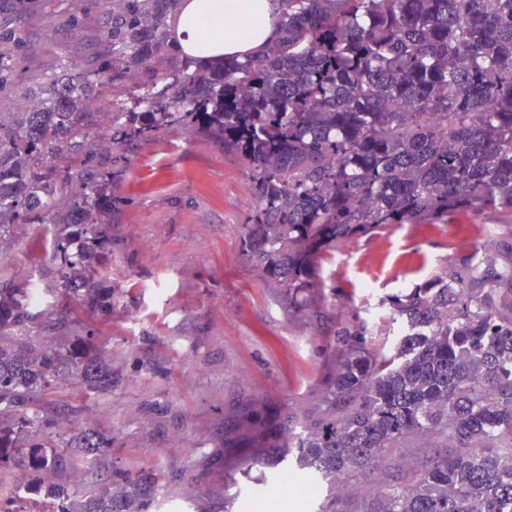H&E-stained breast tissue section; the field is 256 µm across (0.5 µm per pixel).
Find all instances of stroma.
<instances>
[{"label":"stroma","mask_w":512,"mask_h":512,"mask_svg":"<svg viewBox=\"0 0 512 512\" xmlns=\"http://www.w3.org/2000/svg\"><path fill=\"white\" fill-rule=\"evenodd\" d=\"M83 0H41L25 16L30 50L20 79L49 77L81 55L62 25ZM247 169L231 153L179 129L162 131L130 156L117 192L129 204L114 217L112 260L102 274L120 302L95 340L52 325L35 344L67 345L79 360L112 365V391L67 386L53 405L76 406L83 424L112 436L97 467L163 473L161 492L195 512H316L317 504L263 484L261 437L291 414L316 418L338 359L337 321H373L377 351L395 340L381 299L411 287L462 247L512 245V226L459 217L450 224H401L327 253L324 298L309 316L288 315V299L245 258L242 226L251 208ZM0 269L32 280L56 300L48 238L19 229Z\"/></svg>","instance_id":"1"}]
</instances>
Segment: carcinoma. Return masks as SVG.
<instances>
[{
	"label": "carcinoma",
	"instance_id": "1",
	"mask_svg": "<svg viewBox=\"0 0 512 512\" xmlns=\"http://www.w3.org/2000/svg\"><path fill=\"white\" fill-rule=\"evenodd\" d=\"M180 0H107L69 17L90 36L83 64L30 80L34 107L0 109V250L24 225L51 235L59 304L29 282L0 284V338L45 324L93 329L112 318L113 194L129 153L168 128L220 144L246 166L247 261L288 295H322L323 254L393 224L489 213L512 224V0H278L257 57L198 68L171 41ZM24 24L0 26V101L15 92ZM395 346L370 350L365 320L336 322L340 358L322 418L268 438L269 458L319 479L382 469L359 512H512V250L456 252L380 301ZM56 383L112 390V365L21 341L0 345V432H15L51 480L59 512H154L162 475L115 468L74 490L69 472L112 453V435L60 433L43 398ZM445 453L410 475L395 448ZM49 455H37L43 447ZM0 466V512L22 500Z\"/></svg>",
	"mask_w": 512,
	"mask_h": 512
}]
</instances>
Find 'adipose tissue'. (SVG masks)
I'll use <instances>...</instances> for the list:
<instances>
[{
    "label": "adipose tissue",
    "instance_id": "obj_1",
    "mask_svg": "<svg viewBox=\"0 0 512 512\" xmlns=\"http://www.w3.org/2000/svg\"><path fill=\"white\" fill-rule=\"evenodd\" d=\"M275 0H180L170 30L196 64L264 50L276 35Z\"/></svg>",
    "mask_w": 512,
    "mask_h": 512
}]
</instances>
